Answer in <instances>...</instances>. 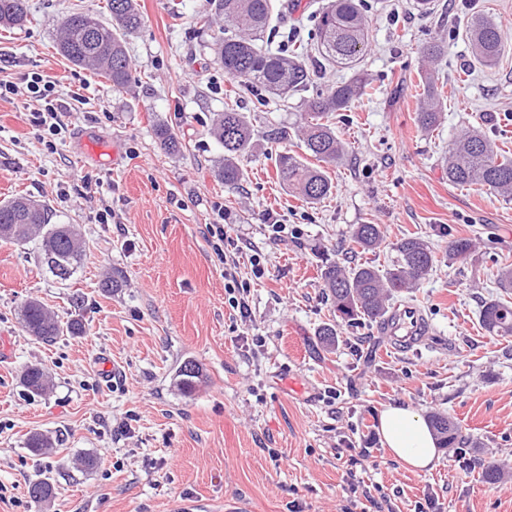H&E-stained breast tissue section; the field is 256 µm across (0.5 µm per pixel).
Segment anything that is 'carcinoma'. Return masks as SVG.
<instances>
[{
  "label": "carcinoma",
  "instance_id": "cac0c4a2",
  "mask_svg": "<svg viewBox=\"0 0 512 512\" xmlns=\"http://www.w3.org/2000/svg\"><path fill=\"white\" fill-rule=\"evenodd\" d=\"M365 0H329V5L316 15L317 57L331 63L351 67V78L336 86L321 89L307 101L308 119L300 129V141L313 165L288 151L276 159L280 182L288 193L308 204H317L332 194L333 183L325 167L336 164L344 153V144L329 124V117L346 112L366 95L367 79L361 68L368 47V21ZM110 19L96 20L91 35L86 21L91 14L73 12L59 24L58 49L73 65L87 67L104 75L112 89H125L134 80L132 65L125 48V39L143 26V18L135 0H107ZM216 9L224 14L223 36L214 43L217 64L232 80L272 95L291 96L310 86V72L303 57L304 48H280L273 52L262 44L270 24L272 0H217ZM27 0H0V27L20 29L29 22ZM465 37L476 62L492 66L505 51L500 26L474 14L467 22ZM448 40L436 39L423 47V59L434 64L447 56ZM427 88L417 119L429 130L440 118L439 103L433 87V72H422ZM154 134L169 152L180 150L177 134L160 124ZM211 134L224 147V159L216 177L226 185L237 183L243 176L241 159L254 149L251 122L247 113L227 107L217 115ZM448 182L458 185H480L502 196H512V158L498 157L493 143L479 129L458 136L445 158ZM50 210L44 204L25 196L0 201V241L24 245L40 238L43 261L50 272L62 281L68 280L81 265L86 242L72 224H52ZM351 239L362 250H374L383 240L380 225L357 224ZM397 259L380 269L360 264L354 267L338 263L323 266L320 271L325 294L336 317L348 327L364 322L380 324L391 309L397 295L417 287L432 271L435 256L418 237H408L395 246ZM22 328L31 336L47 343L83 330L78 319L61 323L41 302L30 299L20 308ZM483 328L491 335L512 336V299L504 297L484 304L481 311ZM202 376L199 364L187 360L180 366L177 386L191 393ZM28 392L41 395L52 386L50 374L40 365H31L23 375ZM429 424L441 448H465L467 441L459 427L448 417L434 414ZM53 447L50 437L35 433L28 439V448L41 455ZM507 464L490 462L482 471L486 483L495 484L504 476ZM29 496L43 503L53 496V486L43 479L32 483Z\"/></svg>",
  "mask_w": 512,
  "mask_h": 512
}]
</instances>
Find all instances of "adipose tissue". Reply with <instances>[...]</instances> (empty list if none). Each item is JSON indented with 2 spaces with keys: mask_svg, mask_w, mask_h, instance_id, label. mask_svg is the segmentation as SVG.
<instances>
[{
  "mask_svg": "<svg viewBox=\"0 0 512 512\" xmlns=\"http://www.w3.org/2000/svg\"><path fill=\"white\" fill-rule=\"evenodd\" d=\"M380 433L390 455L411 470L427 469L438 457L433 432L411 406L393 402L380 414Z\"/></svg>",
  "mask_w": 512,
  "mask_h": 512,
  "instance_id": "ef3b65f1",
  "label": "adipose tissue"
}]
</instances>
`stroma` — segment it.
<instances>
[{
    "label": "stroma",
    "mask_w": 512,
    "mask_h": 512,
    "mask_svg": "<svg viewBox=\"0 0 512 512\" xmlns=\"http://www.w3.org/2000/svg\"><path fill=\"white\" fill-rule=\"evenodd\" d=\"M107 0H29L24 28L0 29V200L23 195L48 205L51 221L73 224L88 244L68 281L44 264L38 241L0 243V512H512V477L485 483L484 466L512 460V336L489 335L480 315L500 297L496 274L512 264V200L480 186L449 183L443 157L462 130L479 127L512 151V0H366L370 23L361 63L368 93L331 119L345 145L328 169L332 195L308 205L288 194L275 167L301 153L305 102L349 78V70L310 62L311 89L267 105L237 89L255 149L243 176L227 185L213 170L224 150L209 128L231 81L210 45L223 19L213 0H137L145 24L126 41L136 79L113 91L103 75L57 51L63 16L92 10L108 20ZM328 0H297L271 23L282 42L309 41L313 16ZM501 24L509 43L492 67L474 61L462 35L467 16ZM207 14L210 27L194 22ZM444 37L435 66L441 120L421 130V47ZM54 82L67 129L48 151L30 113L33 74ZM176 130L180 152L163 150L156 125ZM109 211L107 223L95 215ZM283 224L272 236L271 223ZM223 224L242 248L250 315L224 288V266L207 241ZM357 224L380 225L384 240L364 252ZM421 237L436 262L421 284L398 297L427 317L430 334L396 350L377 325L342 328L334 350L319 329L335 316L323 296L324 264L394 260V246ZM473 240L463 259L453 239ZM259 255L261 277L249 258ZM122 288L103 291L107 272ZM82 295L74 306L73 295ZM36 299L84 331L52 343L22 328L19 308ZM204 380L191 394L174 380L185 360ZM115 368L102 375L103 362ZM44 366L54 387L31 394L27 365ZM400 401L422 416L450 417L469 440L465 456L443 448L429 470L412 472L383 445L379 416ZM55 441L50 455L27 448L33 433ZM97 459L95 468L78 457ZM50 479L54 494L37 505L31 483Z\"/></svg>",
    "instance_id": "1"
}]
</instances>
